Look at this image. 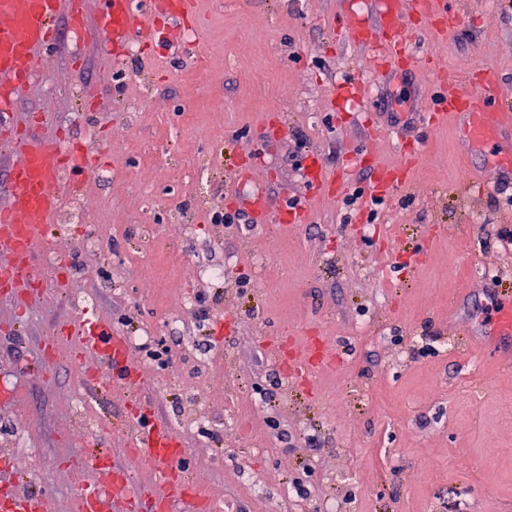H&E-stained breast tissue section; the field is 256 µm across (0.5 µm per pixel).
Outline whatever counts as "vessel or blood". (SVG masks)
<instances>
[{
  "label": "vessel or blood",
  "instance_id": "1",
  "mask_svg": "<svg viewBox=\"0 0 512 512\" xmlns=\"http://www.w3.org/2000/svg\"><path fill=\"white\" fill-rule=\"evenodd\" d=\"M61 16L67 17L78 39L101 47V71L106 76L116 66L119 50L159 35L168 43L183 45L188 61L200 57L193 0H98L94 7L88 0H0V141L22 146L11 169L9 201L0 206V289L10 293L18 288L40 292L44 273L31 264L30 255L56 222L64 185H75L93 172L106 147L99 140L85 149H69L58 138L33 136L10 123L19 102L60 51L55 24ZM338 23L344 38L365 51L371 73L379 74L415 66L414 33L425 29L446 36L455 29L458 14L449 9L448 0H358L345 6ZM476 80L477 93L465 96L455 80L439 77L436 110L428 120L438 125L453 120L464 138L495 148L499 165L512 169V109L501 103L499 72L489 65L479 66ZM373 93L372 82L363 74L348 77L332 89L333 97L345 107ZM419 162V151L410 149L399 152L394 164L377 165L373 193L386 195L390 181L408 183ZM63 331L74 335L79 355H93L110 366L113 382L128 385L139 377L127 338L88 308H81ZM121 454L143 457L153 469L159 483L156 512H173L183 503L187 485L180 467L183 450L165 422L140 419ZM95 468L106 482L80 487V512H101L108 499L120 505L122 512H131L140 490L117 464L99 461ZM0 512L46 509L43 499L8 485L0 490Z\"/></svg>",
  "mask_w": 512,
  "mask_h": 512
}]
</instances>
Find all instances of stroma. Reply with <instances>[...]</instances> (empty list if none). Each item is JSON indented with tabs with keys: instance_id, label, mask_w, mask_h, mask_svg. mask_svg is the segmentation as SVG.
I'll list each match as a JSON object with an SVG mask.
<instances>
[{
	"instance_id": "1",
	"label": "stroma",
	"mask_w": 512,
	"mask_h": 512,
	"mask_svg": "<svg viewBox=\"0 0 512 512\" xmlns=\"http://www.w3.org/2000/svg\"><path fill=\"white\" fill-rule=\"evenodd\" d=\"M194 2L197 66L142 43L103 80L96 56L75 72L63 53L21 104L19 123L41 114L38 134L87 145L108 128L112 148L50 230L65 286L0 297V382L22 395L0 407V455L19 488L75 512L88 458L124 447L143 408L181 442L207 512H512V355L485 334L512 289V173L423 119L440 71L494 66L512 101V5L456 0L447 38L416 33L418 65L377 77V161H395L396 136L422 159L375 206L369 166L352 162L365 132L330 100L364 57L325 25L343 0ZM318 166L361 190L357 203L310 185ZM258 186L270 210L294 200L309 222L263 223L247 201ZM216 210L246 220L209 223ZM80 306L133 339L146 387L110 384L67 340L41 372L42 339ZM320 346L334 363L289 376Z\"/></svg>"
}]
</instances>
